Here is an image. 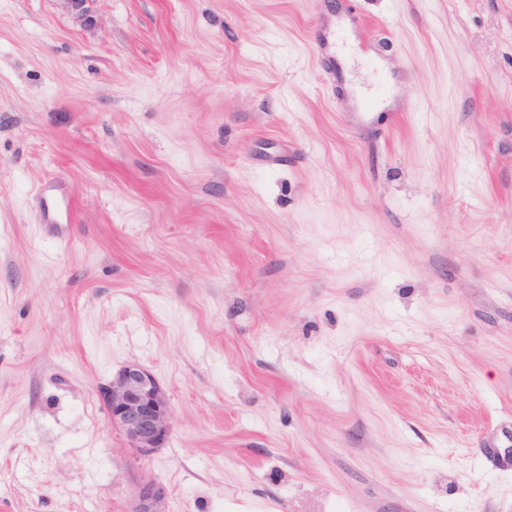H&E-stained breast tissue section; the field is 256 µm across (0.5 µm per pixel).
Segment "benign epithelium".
Masks as SVG:
<instances>
[{
    "instance_id": "1",
    "label": "benign epithelium",
    "mask_w": 512,
    "mask_h": 512,
    "mask_svg": "<svg viewBox=\"0 0 512 512\" xmlns=\"http://www.w3.org/2000/svg\"><path fill=\"white\" fill-rule=\"evenodd\" d=\"M74 19L89 20V0H60ZM107 422L118 431L138 460L151 458L168 442L172 432L173 411L166 390L147 368L130 363L112 380L99 388ZM165 488L151 477H142L136 485L131 512H166Z\"/></svg>"
}]
</instances>
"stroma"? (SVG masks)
I'll list each match as a JSON object with an SVG mask.
<instances>
[{
    "label": "stroma",
    "mask_w": 512,
    "mask_h": 512,
    "mask_svg": "<svg viewBox=\"0 0 512 512\" xmlns=\"http://www.w3.org/2000/svg\"><path fill=\"white\" fill-rule=\"evenodd\" d=\"M89 8L0 0V512H512V0ZM107 422L138 460L164 448L172 432L173 411L166 390L147 368L130 363L100 387ZM165 488L154 478L144 476L136 485L131 512H168L164 509Z\"/></svg>",
    "instance_id": "stroma-1"
}]
</instances>
